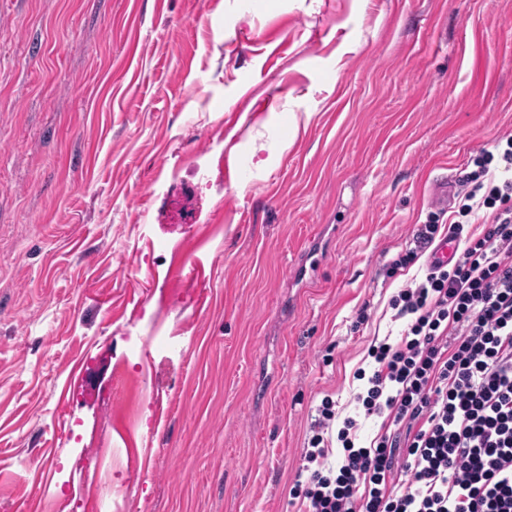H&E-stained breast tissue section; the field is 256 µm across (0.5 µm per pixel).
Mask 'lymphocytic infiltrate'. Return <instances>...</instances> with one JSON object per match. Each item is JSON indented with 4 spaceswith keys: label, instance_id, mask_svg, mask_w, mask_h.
Wrapping results in <instances>:
<instances>
[{
    "label": "lymphocytic infiltrate",
    "instance_id": "f902f5d3",
    "mask_svg": "<svg viewBox=\"0 0 512 512\" xmlns=\"http://www.w3.org/2000/svg\"><path fill=\"white\" fill-rule=\"evenodd\" d=\"M473 163L456 220L445 230L420 225L387 269L393 276L415 263L442 234L463 245L452 268H433L393 297L407 327L399 343L371 351L376 366L357 400L394 429L359 447L350 436L357 422L345 418L343 455L329 463L324 433L337 419L322 401L303 455L308 512H512V136ZM476 216L487 229L464 241Z\"/></svg>",
    "mask_w": 512,
    "mask_h": 512
}]
</instances>
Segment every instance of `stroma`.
I'll list each match as a JSON object with an SVG mask.
<instances>
[{
  "label": "stroma",
  "instance_id": "obj_1",
  "mask_svg": "<svg viewBox=\"0 0 512 512\" xmlns=\"http://www.w3.org/2000/svg\"><path fill=\"white\" fill-rule=\"evenodd\" d=\"M510 133L512 0H0V512H306ZM441 224L428 223L422 224L413 235V240L406 246L405 252L398 255V258L393 260L387 268V274L393 277L400 269L406 268L415 263L418 259L419 253L423 252L426 248L431 246L437 237L440 235ZM414 244V247L411 245Z\"/></svg>",
  "mask_w": 512,
  "mask_h": 512
}]
</instances>
